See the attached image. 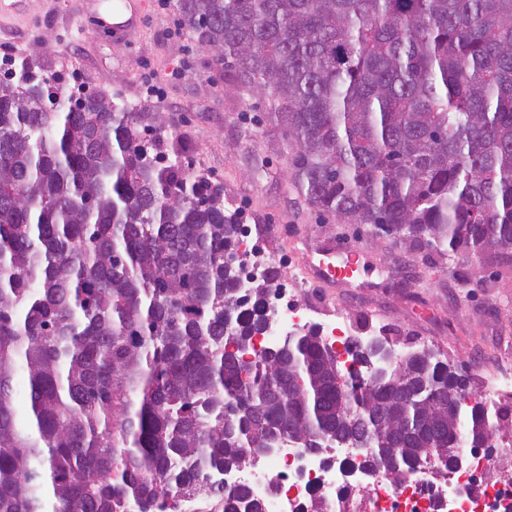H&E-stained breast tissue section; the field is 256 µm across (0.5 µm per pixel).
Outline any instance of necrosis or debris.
<instances>
[{"label":"necrosis or debris","instance_id":"obj_1","mask_svg":"<svg viewBox=\"0 0 512 512\" xmlns=\"http://www.w3.org/2000/svg\"><path fill=\"white\" fill-rule=\"evenodd\" d=\"M304 294L300 287L279 291L272 329L252 338L254 352L273 345L283 331L315 324L329 348L349 346L344 316L319 315ZM225 479L248 490L264 512H512V436H498L492 451L464 454L458 465L424 462L399 484L372 454L346 448H277L247 468H231Z\"/></svg>","mask_w":512,"mask_h":512}]
</instances>
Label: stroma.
Instances as JSON below:
<instances>
[{
	"label": "stroma",
	"mask_w": 512,
	"mask_h": 512,
	"mask_svg": "<svg viewBox=\"0 0 512 512\" xmlns=\"http://www.w3.org/2000/svg\"><path fill=\"white\" fill-rule=\"evenodd\" d=\"M0 74L28 61L34 74L69 92H102L135 105L142 125L162 131V147L185 150L195 175L224 188L242 209L249 244L263 248L290 280L329 248L361 251L351 282L314 284L320 311L340 307L357 339L385 337L395 351L429 346L487 397L497 353L512 354V266L464 254L412 248L339 224L308 207L284 171L280 131L256 123L267 100L224 79V65L176 31V7L145 0L147 21L133 47L94 31L111 0H4Z\"/></svg>",
	"instance_id": "obj_1"
}]
</instances>
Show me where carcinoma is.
Wrapping results in <instances>:
<instances>
[{
	"label": "carcinoma",
	"mask_w": 512,
	"mask_h": 512,
	"mask_svg": "<svg viewBox=\"0 0 512 512\" xmlns=\"http://www.w3.org/2000/svg\"><path fill=\"white\" fill-rule=\"evenodd\" d=\"M183 29L267 99L313 209L377 237L498 258L512 246V0H177ZM0 80V512H180L207 473L290 432L347 434L318 332L249 351L272 286L239 287L224 187L191 180L124 100ZM234 314L232 336L224 314ZM24 395L16 398L14 376ZM412 403L352 384L394 478L512 418L427 399L469 383L425 352ZM390 415L382 419L380 409Z\"/></svg>",
	"instance_id": "carcinoma-1"
}]
</instances>
